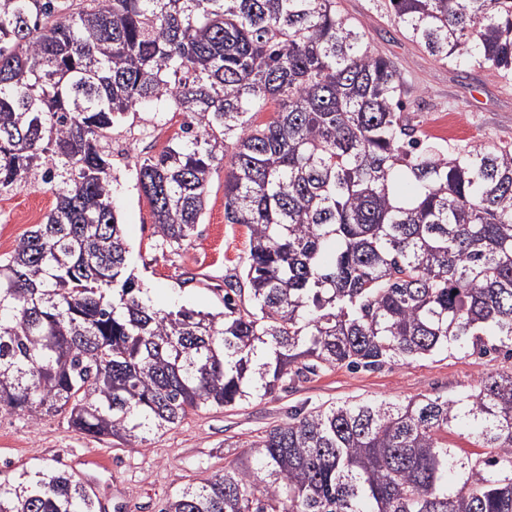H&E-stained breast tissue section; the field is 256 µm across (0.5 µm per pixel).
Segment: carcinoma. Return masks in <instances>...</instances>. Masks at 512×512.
<instances>
[{
  "mask_svg": "<svg viewBox=\"0 0 512 512\" xmlns=\"http://www.w3.org/2000/svg\"><path fill=\"white\" fill-rule=\"evenodd\" d=\"M378 2L441 64L512 82V0ZM404 93L338 0H0V194L55 196L0 258V413L139 448L324 370L512 358V146L437 143ZM143 107L183 117L134 162L159 246L192 238L220 167L249 230L219 312L155 309L127 272L108 139ZM245 447L163 512H512V372L296 410ZM0 512L96 505L37 470L0 480Z\"/></svg>",
  "mask_w": 512,
  "mask_h": 512,
  "instance_id": "cac0c4a2",
  "label": "carcinoma"
}]
</instances>
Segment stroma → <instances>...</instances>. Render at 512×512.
<instances>
[{"label":"stroma","instance_id":"1","mask_svg":"<svg viewBox=\"0 0 512 512\" xmlns=\"http://www.w3.org/2000/svg\"><path fill=\"white\" fill-rule=\"evenodd\" d=\"M339 6L362 23L369 41L395 63L408 110L420 129L436 134L438 124L452 116L459 121L452 136L455 144H512V84L471 66L441 65L406 39L375 0H339ZM180 123L177 116L134 112L113 128L109 147L117 180L112 197L129 248L128 269L141 282L148 304L217 312L223 308L225 275L242 267L249 250L248 229L224 221L223 170L210 178L207 207L195 236L174 249L156 248L152 210L136 180L134 155L160 152ZM54 205L52 190L40 181L0 194V256L43 223ZM510 370L512 359L477 354H439L371 373L337 368L285 392L189 414L137 449L86 436L57 416L34 419L3 413L0 477L12 480L48 467L76 475L99 512H162L182 488L223 470L239 456L241 444L286 420L291 410L346 400L450 397L476 387L487 373Z\"/></svg>","mask_w":512,"mask_h":512}]
</instances>
